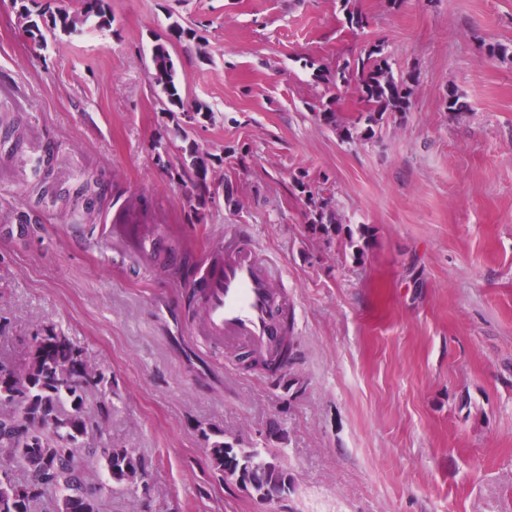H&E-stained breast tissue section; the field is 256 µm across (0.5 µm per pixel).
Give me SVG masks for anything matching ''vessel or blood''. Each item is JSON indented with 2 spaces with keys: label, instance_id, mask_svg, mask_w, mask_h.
I'll use <instances>...</instances> for the list:
<instances>
[{
  "label": "vessel or blood",
  "instance_id": "vessel-or-blood-1",
  "mask_svg": "<svg viewBox=\"0 0 512 512\" xmlns=\"http://www.w3.org/2000/svg\"><path fill=\"white\" fill-rule=\"evenodd\" d=\"M277 271L248 240L233 237L197 279L204 301L203 338L211 344H245L267 356L294 309L275 287Z\"/></svg>",
  "mask_w": 512,
  "mask_h": 512
}]
</instances>
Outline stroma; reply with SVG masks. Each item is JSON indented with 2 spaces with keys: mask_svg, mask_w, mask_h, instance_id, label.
Returning a JSON list of instances; mask_svg holds the SVG:
<instances>
[{
  "mask_svg": "<svg viewBox=\"0 0 512 512\" xmlns=\"http://www.w3.org/2000/svg\"><path fill=\"white\" fill-rule=\"evenodd\" d=\"M349 7L368 27H348ZM112 16L37 46L0 0V98L25 147L53 148L57 184L109 185L96 223L57 206L22 231L32 173L24 154L0 158V358L24 363L46 328L63 332L104 377L85 406L101 443L146 465L149 492L114 489L100 512H512V56L485 53L512 48V0H112ZM174 22L191 31L169 45L183 92L213 112L191 136L224 159L213 185L235 188L202 219L177 149L154 148L174 127L150 58ZM378 40L415 73L412 106L348 143L314 111L347 122L365 104L314 69ZM301 173L348 233H308ZM242 228L295 305L294 359L275 372L197 334L184 261L203 266ZM132 235L156 242L150 268ZM205 429L275 452L288 495L225 479Z\"/></svg>",
  "mask_w": 512,
  "mask_h": 512,
  "instance_id": "35a3bbf8",
  "label": "stroma"
}]
</instances>
